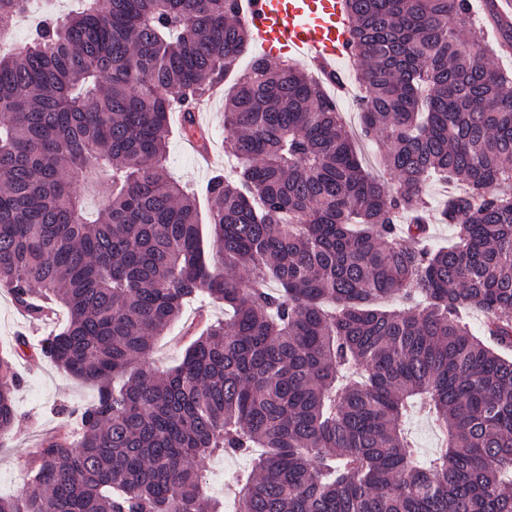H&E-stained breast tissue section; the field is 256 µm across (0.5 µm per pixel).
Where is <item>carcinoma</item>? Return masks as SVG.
Returning <instances> with one entry per match:
<instances>
[{"label": "carcinoma", "instance_id": "carcinoma-1", "mask_svg": "<svg viewBox=\"0 0 512 512\" xmlns=\"http://www.w3.org/2000/svg\"><path fill=\"white\" fill-rule=\"evenodd\" d=\"M27 3L0 0V40ZM344 7L359 137L326 92L338 75L254 58L224 97L234 165L206 224L168 172L170 117L195 135L247 51L238 0H80L0 53V288L65 311L37 351L97 390L0 512H220L195 467L220 454L250 462L224 475L237 512H512V76L469 0ZM429 179L460 186L446 246L426 244ZM202 295L224 319L156 372ZM28 348L0 351L1 441ZM205 305L211 318L224 319V305L215 302L209 298H202L188 304L183 311L179 321H177L169 331L167 336L159 339L157 343V351L154 359V367L159 372L175 365L182 357L184 349L190 342V338L186 333L188 327H195V332L200 327L199 309L200 305Z\"/></svg>", "mask_w": 512, "mask_h": 512}]
</instances>
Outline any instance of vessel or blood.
Wrapping results in <instances>:
<instances>
[{"label":"vessel or blood","mask_w":512,"mask_h":512,"mask_svg":"<svg viewBox=\"0 0 512 512\" xmlns=\"http://www.w3.org/2000/svg\"><path fill=\"white\" fill-rule=\"evenodd\" d=\"M344 0H243L241 15L269 55L285 51L323 66L348 52Z\"/></svg>","instance_id":"obj_1"}]
</instances>
